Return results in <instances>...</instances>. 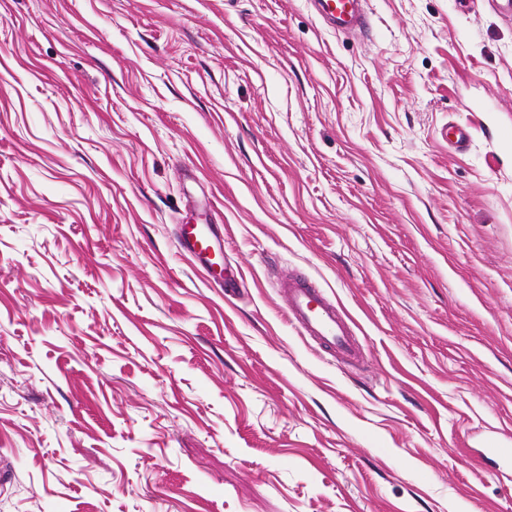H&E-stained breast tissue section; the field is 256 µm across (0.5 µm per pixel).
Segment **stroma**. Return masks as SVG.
I'll return each mask as SVG.
<instances>
[{
  "mask_svg": "<svg viewBox=\"0 0 512 512\" xmlns=\"http://www.w3.org/2000/svg\"><path fill=\"white\" fill-rule=\"evenodd\" d=\"M365 9L0 0V512H512V21ZM318 15L332 28L353 33L367 24V16L360 0H314ZM179 245L204 269L219 265L224 258V245L209 224H182ZM284 314L302 336H307L341 358H354L358 343L352 327L337 312L319 288H313L300 278L281 286Z\"/></svg>",
  "mask_w": 512,
  "mask_h": 512,
  "instance_id": "1",
  "label": "stroma"
}]
</instances>
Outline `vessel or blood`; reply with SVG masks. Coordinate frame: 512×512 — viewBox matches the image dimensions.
I'll list each match as a JSON object with an SVG mask.
<instances>
[{"label":"vessel or blood","instance_id":"vessel-or-blood-1","mask_svg":"<svg viewBox=\"0 0 512 512\" xmlns=\"http://www.w3.org/2000/svg\"><path fill=\"white\" fill-rule=\"evenodd\" d=\"M318 15L332 28L353 33L367 24L361 0H314ZM179 245L204 268L216 265L224 257L221 240L206 224L182 225ZM284 314L301 335L307 336L343 358L358 354V343L352 327L336 311L323 293L301 279L284 282Z\"/></svg>","mask_w":512,"mask_h":512}]
</instances>
